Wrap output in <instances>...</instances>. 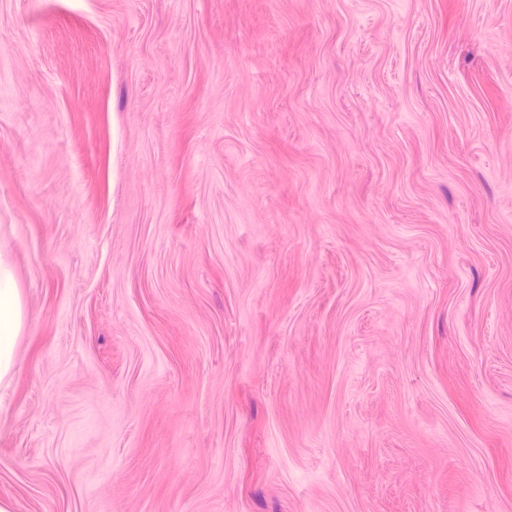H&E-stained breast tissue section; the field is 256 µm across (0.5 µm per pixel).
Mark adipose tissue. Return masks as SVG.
Segmentation results:
<instances>
[{"mask_svg": "<svg viewBox=\"0 0 512 512\" xmlns=\"http://www.w3.org/2000/svg\"><path fill=\"white\" fill-rule=\"evenodd\" d=\"M27 313L7 252L0 250V383L10 379L15 349L25 331Z\"/></svg>", "mask_w": 512, "mask_h": 512, "instance_id": "obj_1", "label": "adipose tissue"}]
</instances>
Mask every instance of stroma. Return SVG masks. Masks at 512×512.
<instances>
[{
    "mask_svg": "<svg viewBox=\"0 0 512 512\" xmlns=\"http://www.w3.org/2000/svg\"><path fill=\"white\" fill-rule=\"evenodd\" d=\"M12 512H512V0H0ZM27 313L7 252L0 249V383L10 379L15 349L25 331Z\"/></svg>",
    "mask_w": 512,
    "mask_h": 512,
    "instance_id": "1",
    "label": "stroma"
}]
</instances>
